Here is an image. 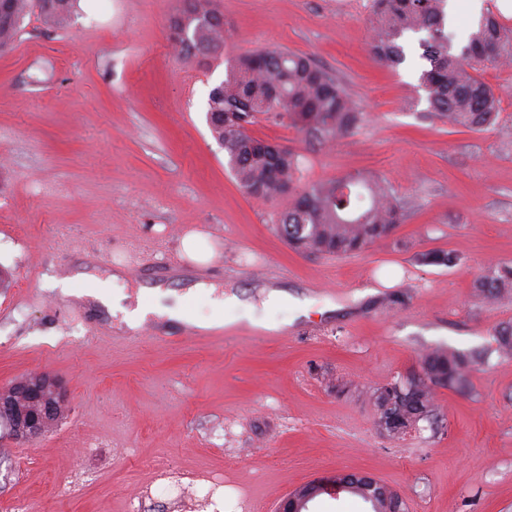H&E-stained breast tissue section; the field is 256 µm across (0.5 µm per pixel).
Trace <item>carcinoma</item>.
<instances>
[{
    "instance_id": "obj_1",
    "label": "carcinoma",
    "mask_w": 512,
    "mask_h": 512,
    "mask_svg": "<svg viewBox=\"0 0 512 512\" xmlns=\"http://www.w3.org/2000/svg\"><path fill=\"white\" fill-rule=\"evenodd\" d=\"M77 0H5L0 11V53L13 48L23 20L38 13L62 27ZM170 37L186 57H215L224 50V22L212 0H181L170 18ZM372 51L380 64L396 68L405 61V43L419 37L423 65L417 88L429 111L455 129L482 131L493 125L499 99L482 77L487 65L512 60V29L492 13L481 16L461 49L448 35V0H374ZM288 122L313 144L325 146L350 134L364 115L345 88L311 58L286 50H255L228 61L223 81L207 98L206 118L224 149L230 171L253 197L292 196L277 231L293 249L309 254L348 257L389 236L406 219L405 207L392 190L370 173L346 174L309 184L296 192L302 163L293 149L250 134L260 117ZM424 265L455 263L445 251L417 255ZM485 302L512 294V265L497 264L476 282ZM497 350L512 355V324L495 329ZM482 350L426 352L420 371L400 383V391L372 393L378 420L391 415L413 427L435 416L434 389L463 384L470 371L487 361ZM345 489L368 503L372 512H390L396 490L352 476ZM320 495L313 484L289 502L303 512L305 498Z\"/></svg>"
}]
</instances>
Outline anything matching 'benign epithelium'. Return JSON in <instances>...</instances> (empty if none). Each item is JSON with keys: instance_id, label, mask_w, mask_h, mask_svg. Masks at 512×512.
<instances>
[{"instance_id": "benign-epithelium-1", "label": "benign epithelium", "mask_w": 512, "mask_h": 512, "mask_svg": "<svg viewBox=\"0 0 512 512\" xmlns=\"http://www.w3.org/2000/svg\"><path fill=\"white\" fill-rule=\"evenodd\" d=\"M66 402L58 380L47 373H36L0 389V416L18 422L15 439L32 441L49 431L57 403Z\"/></svg>"}]
</instances>
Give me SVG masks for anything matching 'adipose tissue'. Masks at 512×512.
<instances>
[{
	"mask_svg": "<svg viewBox=\"0 0 512 512\" xmlns=\"http://www.w3.org/2000/svg\"><path fill=\"white\" fill-rule=\"evenodd\" d=\"M126 284L123 270L118 269L98 280L95 290L91 292L83 289L81 278L77 275L62 282L60 288L64 296L105 309L109 315L119 316L121 323L131 329L138 328L151 315L168 321H182L185 311L184 296L163 294L151 304L139 303L129 307L124 303L123 289Z\"/></svg>",
	"mask_w": 512,
	"mask_h": 512,
	"instance_id": "ef3b65f1",
	"label": "adipose tissue"
}]
</instances>
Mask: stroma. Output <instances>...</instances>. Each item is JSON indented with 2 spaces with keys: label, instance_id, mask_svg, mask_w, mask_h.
Here are the masks:
<instances>
[{
  "label": "stroma",
  "instance_id": "obj_1",
  "mask_svg": "<svg viewBox=\"0 0 512 512\" xmlns=\"http://www.w3.org/2000/svg\"><path fill=\"white\" fill-rule=\"evenodd\" d=\"M213 4L216 58L172 54L179 0H79L60 28L27 16L0 53V268L13 275L0 288V385L46 372L68 394L52 431L0 438V512L19 499L29 512H130L136 496L148 512H196L159 496L162 464L196 491L223 473V512H276L339 472L393 487L409 512H512V356L494 336L512 298L475 295L490 266L512 264V67L483 71L497 124L459 132L418 97V47L397 69L377 61L371 0ZM256 49L310 57L364 112L323 147L263 117L251 129L299 153L304 183L368 171L405 202L407 220L359 255L291 249L277 231L288 197L249 196L231 175L206 101L228 60ZM191 230L210 232L220 258L177 279ZM429 250L456 262L417 263ZM119 261L139 284L190 295L188 317L222 318L223 333L117 330L56 287L82 269L93 288ZM210 284L258 324L214 308ZM390 294L405 306L384 305ZM436 347L491 355L464 388L435 389L434 419L389 437L372 392Z\"/></svg>",
  "mask_w": 512,
  "mask_h": 512
}]
</instances>
